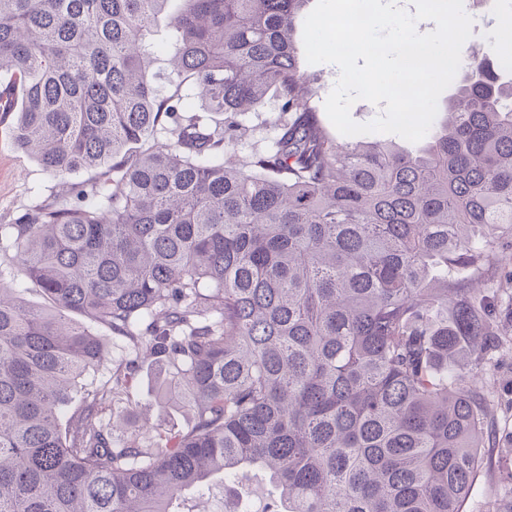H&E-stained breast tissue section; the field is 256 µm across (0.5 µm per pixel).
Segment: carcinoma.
<instances>
[{
  "mask_svg": "<svg viewBox=\"0 0 512 512\" xmlns=\"http://www.w3.org/2000/svg\"><path fill=\"white\" fill-rule=\"evenodd\" d=\"M168 2L0 0L15 148L111 180L0 226L48 303L0 277V512H185L182 492L252 469L278 512H461L494 336L471 284L512 255V60L464 44L416 153L339 141L297 57L307 0H181L165 93ZM185 83L203 114L181 115ZM269 99L271 144L223 162ZM93 324L166 358L188 429L113 443L100 413L131 372L85 381L106 354ZM179 6L177 1H172L168 4L164 13H162L154 28L155 33L152 39V43L155 45V57L156 60L153 64L152 71L156 76L158 85L164 90H170L169 85V68L167 65V52L166 46L169 42L170 34V18L175 13Z\"/></svg>",
  "mask_w": 512,
  "mask_h": 512,
  "instance_id": "1",
  "label": "carcinoma"
}]
</instances>
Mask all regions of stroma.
<instances>
[{
	"label": "stroma",
	"mask_w": 512,
	"mask_h": 512,
	"mask_svg": "<svg viewBox=\"0 0 512 512\" xmlns=\"http://www.w3.org/2000/svg\"><path fill=\"white\" fill-rule=\"evenodd\" d=\"M471 14L479 15L471 40L477 45L492 46L497 55L512 56V38L504 31L506 21H512V0H498L495 9H488L483 0H470ZM278 105L268 102L257 112L246 114L242 122L246 133L235 149L236 157H245L263 149L275 136ZM16 115L0 112V224L14 223L15 219L36 206L56 200L68 193L71 185L88 181L81 173L60 180L51 177L37 160L14 148L11 142ZM496 308V346L488 350L483 362V376L479 385L491 418L488 423L493 437L483 450V465L471 485L462 512H502L512 499V484L505 476L512 471V269L489 267L485 270ZM135 363L137 373L124 400L113 406L112 415L124 416L131 425L150 422L160 430L183 428L188 415L163 398L170 383L169 371L163 361L144 357L138 346L120 337H108L105 361L90 371L88 381L96 385L110 382L114 368ZM237 495H230L222 482L212 483L209 492L193 496V512H237L247 507L248 512H265L273 499L271 485L261 472L249 473L237 486Z\"/></svg>",
	"instance_id": "35a3bbf8"
}]
</instances>
